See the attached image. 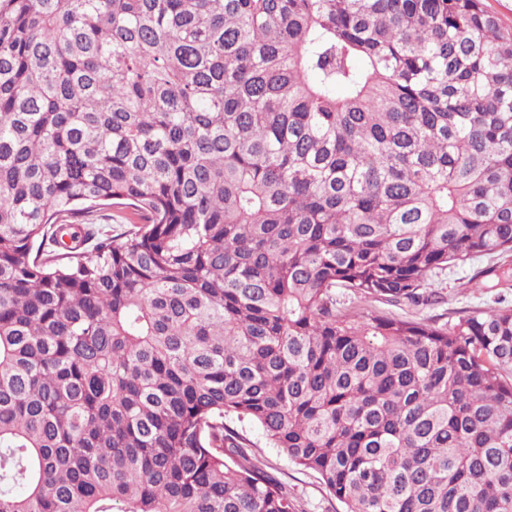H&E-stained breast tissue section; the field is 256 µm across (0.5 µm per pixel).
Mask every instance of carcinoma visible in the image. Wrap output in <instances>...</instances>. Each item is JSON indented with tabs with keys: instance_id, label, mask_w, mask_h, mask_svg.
Masks as SVG:
<instances>
[{
	"instance_id": "obj_1",
	"label": "carcinoma",
	"mask_w": 512,
	"mask_h": 512,
	"mask_svg": "<svg viewBox=\"0 0 512 512\" xmlns=\"http://www.w3.org/2000/svg\"><path fill=\"white\" fill-rule=\"evenodd\" d=\"M110 208L128 229L102 234ZM512 31L482 0H0V512H512ZM489 265L490 262L487 260H481L445 271L438 278H434L432 288L442 293L446 303L426 308L406 307V312L417 317L436 316L439 318L438 324L442 325L446 322H455L459 316L458 311L482 310L489 307L500 306L495 303L498 297L497 293L499 292H502V294L505 295L506 302L512 305V289L481 288L480 285L477 284V282L482 281L484 285L491 286L495 283L494 275H489L474 281L476 284L473 282L471 285L470 282L469 288H461L463 283H467L472 278L474 279L478 271L487 268ZM228 423L243 428L250 449L272 465L274 473L298 499L303 512H343L344 505L331 495L316 474L289 462L280 449L272 448L262 431L253 424L239 423L236 418Z\"/></svg>"
}]
</instances>
